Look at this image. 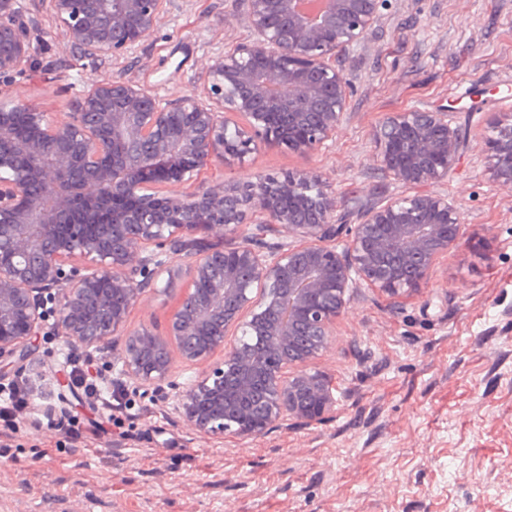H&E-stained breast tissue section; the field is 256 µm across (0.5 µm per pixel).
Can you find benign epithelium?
Here are the masks:
<instances>
[{
  "label": "benign epithelium",
  "instance_id": "obj_1",
  "mask_svg": "<svg viewBox=\"0 0 512 512\" xmlns=\"http://www.w3.org/2000/svg\"><path fill=\"white\" fill-rule=\"evenodd\" d=\"M45 2L65 46L92 59L135 50L172 4ZM384 6L247 0L250 37L213 58L203 83L166 105L140 85L101 75L62 117L35 112L18 96L1 107L0 361L28 355L45 328V303L57 296L56 335L67 344L119 343L137 380L167 379L171 340L191 364L223 352L177 398L176 411L201 434L255 437L285 416L313 421L334 410L330 381L307 367L327 347L351 289L359 281L386 292L428 282L465 237L457 204L436 190L400 196L367 210L340 249L336 201L315 170L186 186L205 161L272 140L302 153L320 149L351 96L338 59L367 43ZM30 57L16 0H0V74L23 70ZM173 112L185 116L177 127ZM493 132L491 174L512 190V115ZM116 142L126 147L120 156ZM379 145L380 166L399 182L438 184L456 163L461 136L447 112L413 109L386 116ZM280 196L290 206H276ZM255 212L283 227L287 240L253 233L230 248L185 252L199 229L222 239ZM165 246L186 253L192 288L165 334L143 328L122 336L128 308L168 272L157 258ZM75 256L82 266L65 268ZM202 283L204 294L196 290ZM229 335L237 341L227 345Z\"/></svg>",
  "mask_w": 512,
  "mask_h": 512
}]
</instances>
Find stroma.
Masks as SVG:
<instances>
[{"label":"stroma","instance_id":"35a3bbf8","mask_svg":"<svg viewBox=\"0 0 512 512\" xmlns=\"http://www.w3.org/2000/svg\"><path fill=\"white\" fill-rule=\"evenodd\" d=\"M36 19L26 69L0 75V99L68 112L92 78L112 74L161 102L190 91L209 58L248 35L244 0H174L170 17L134 52L103 62L66 50L45 0H18ZM353 85L335 137L305 156L274 143L202 167L197 183L243 171L325 173L344 223L364 207L422 192L373 161L388 113L442 109L464 146L438 189L456 200L468 234L431 281L391 294L361 287L313 368L331 381L335 410L286 419L264 435L204 436L175 410L207 365L170 345L161 384L127 375L117 356L93 366L128 390L121 426L99 403L72 395L66 347L46 328L28 370L51 382L0 420V512H512V191L487 168L492 123L512 113V0H387L367 47L345 64ZM475 85L459 97L460 82ZM166 289H146L124 330L165 333L191 284L183 257L162 253ZM78 415L77 437L53 426Z\"/></svg>","mask_w":512,"mask_h":512}]
</instances>
